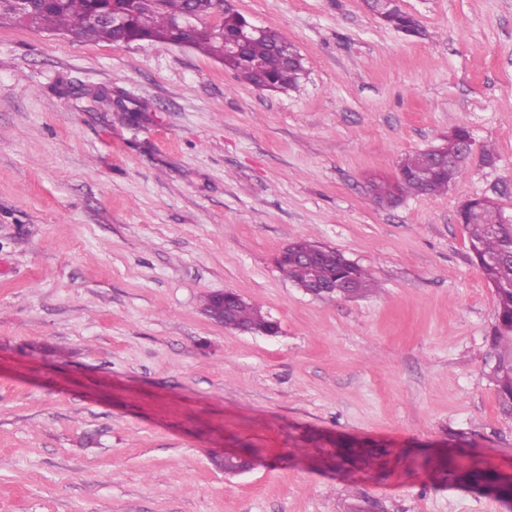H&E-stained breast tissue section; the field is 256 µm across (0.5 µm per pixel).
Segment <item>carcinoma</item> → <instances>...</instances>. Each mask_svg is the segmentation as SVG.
<instances>
[{
    "mask_svg": "<svg viewBox=\"0 0 512 512\" xmlns=\"http://www.w3.org/2000/svg\"><path fill=\"white\" fill-rule=\"evenodd\" d=\"M223 0H0V20L10 21L39 31L48 29L57 34L76 35L91 40L115 42L125 38L131 42L170 40L174 20L186 12H193L199 23L190 37V48L213 57L234 71L237 78L261 90H286L296 85L300 73L293 67H277L261 71L254 62L268 58L280 44L288 42L280 32L268 30L259 38L248 41L238 54H229L224 39L210 24V17L222 8ZM121 11L126 27L119 31L110 24L93 28L83 27V21L94 12ZM388 25L402 31L414 25L412 16L392 4ZM471 139L464 126L454 128L441 148L450 156L463 152ZM461 173V168L445 170L426 151L403 159L393 181L381 180L373 184L380 202L392 203L401 194L437 195L448 192L449 185ZM460 221L468 230L470 249L488 285L496 296L497 324L491 345L494 361L487 374L498 393L501 413L512 418V224L498 223L494 205L481 199L468 202L461 210ZM312 246L301 240L288 246V252L276 259L280 272L297 286H317L318 298L344 296V286H352L355 295L375 290L372 274L332 248L318 246L325 257L317 262L294 257V251ZM232 300H224L230 315V324L236 329L253 332H276L278 326L268 320L260 308L232 292ZM390 450L379 446H356L336 443L330 460L342 469L360 471L370 467L384 468ZM455 449L437 457L422 456L420 466L444 473L450 483H463L473 488L492 489L503 501L512 500V481L495 469L476 462L461 467Z\"/></svg>",
    "mask_w": 512,
    "mask_h": 512,
    "instance_id": "cac0c4a2",
    "label": "carcinoma"
}]
</instances>
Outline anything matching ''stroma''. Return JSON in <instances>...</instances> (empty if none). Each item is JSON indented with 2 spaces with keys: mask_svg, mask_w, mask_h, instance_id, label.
I'll return each instance as SVG.
<instances>
[{
  "mask_svg": "<svg viewBox=\"0 0 512 512\" xmlns=\"http://www.w3.org/2000/svg\"><path fill=\"white\" fill-rule=\"evenodd\" d=\"M399 4L421 35L363 0H235L304 58L280 92L167 43L0 27V512H512L416 464L512 474L495 294L457 220L477 197L512 216V0ZM459 125L447 194L375 200ZM299 240L376 291L304 294L275 264ZM225 290L278 333L207 317ZM339 440L395 454L339 472ZM235 448L259 451L241 475L215 464ZM469 139L472 138L468 128L465 126H458L448 134V137L444 140L445 143L439 147L446 150L448 152V156L460 155L464 150L465 159L467 155L469 156L471 153V141L468 142L464 149V145Z\"/></svg>",
  "mask_w": 512,
  "mask_h": 512,
  "instance_id": "35a3bbf8",
  "label": "stroma"
}]
</instances>
